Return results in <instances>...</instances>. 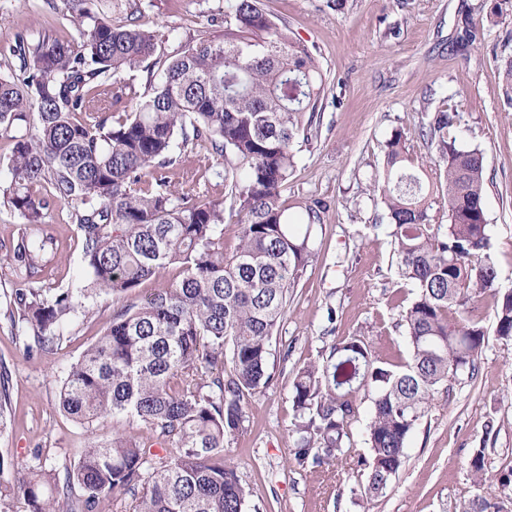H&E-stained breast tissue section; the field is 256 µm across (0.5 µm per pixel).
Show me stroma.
<instances>
[{"instance_id":"35a3bbf8","label":"stroma","mask_w":512,"mask_h":512,"mask_svg":"<svg viewBox=\"0 0 512 512\" xmlns=\"http://www.w3.org/2000/svg\"><path fill=\"white\" fill-rule=\"evenodd\" d=\"M140 24L162 43L151 71L125 72L144 89L187 43L224 38L227 0H129ZM288 36L313 53L327 80L318 115L294 145L295 167L281 200L292 224L307 223L320 203L313 257L290 292L273 338V379L243 399L244 429L224 449L260 512H454L464 499L512 495L498 481L512 468V343L493 337L494 293L481 298L491 335L474 373L459 375L452 395L436 394L407 445L405 461L386 493L363 503L344 466L327 474L297 466L290 450L291 383L299 368L321 361L332 341L362 337L373 356L397 363L409 356L398 295L388 211L373 185L386 142L402 132L410 154L433 165L436 152L421 131L430 113L459 112L457 142L484 156L483 207L498 268L496 291L512 289V108L502 73L512 58V0H261ZM78 34L62 0H0V72L17 71L9 51L17 34ZM53 245L45 249L46 282L81 293L89 274L81 237L64 212L48 217ZM91 313L65 325L54 353L11 327L0 307V364L9 374L10 409L0 430V484L16 486L37 458L76 464L91 435L110 436L105 418L87 430L59 407L64 376L103 333L114 305L100 297ZM488 443L486 481L468 468L474 448Z\"/></svg>"}]
</instances>
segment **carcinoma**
<instances>
[{
    "mask_svg": "<svg viewBox=\"0 0 512 512\" xmlns=\"http://www.w3.org/2000/svg\"><path fill=\"white\" fill-rule=\"evenodd\" d=\"M66 2L79 42L19 34L12 47L19 74L0 76V126L14 132L0 198L20 224L6 249L21 284L3 293L8 317L49 353L66 322L90 314L87 295L41 278L45 218L58 205L80 233L95 294L127 298L172 264L182 278L117 308L62 386V409L76 422L91 428L119 418L146 425L148 434L95 439L72 466L33 468L17 492L30 512H104L126 498L130 512H246L250 490L224 447L243 430V397L271 381V340L312 257L317 208L308 207V223L290 224L281 191L325 75L260 0H233L224 41L184 48L141 93L120 74L151 71L158 34L134 20L112 24L91 0ZM458 123L459 113L446 109L423 126L437 152L434 177L395 133L376 184L398 274L412 288L403 315L409 360L384 365L352 337L292 382L291 455L302 467L326 469L350 454L358 395L371 394L368 475L359 484L370 502L397 475L431 397L451 394L488 343L475 304L498 278L483 209L484 156L456 145ZM200 142L207 147L197 165L224 182L220 199L184 192L169 176L175 148ZM217 157L226 161L222 171ZM43 186L46 193L34 192ZM438 198L448 204L446 224L430 223ZM227 201L242 225L230 255ZM494 316L497 339L512 342V291L498 296ZM485 460L486 448L473 450L477 484ZM501 509L482 496L456 505V512Z\"/></svg>",
    "mask_w": 512,
    "mask_h": 512,
    "instance_id": "cac0c4a2",
    "label": "carcinoma"
}]
</instances>
